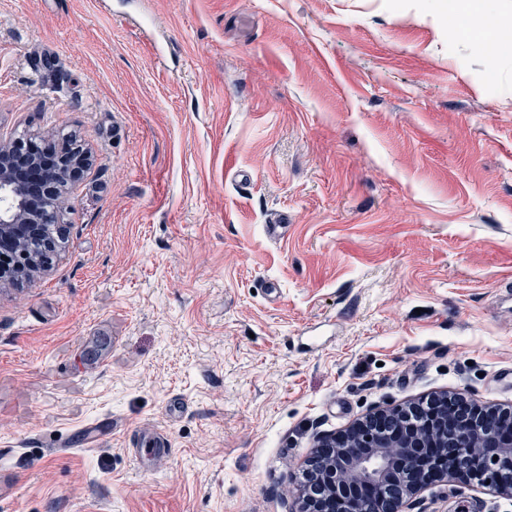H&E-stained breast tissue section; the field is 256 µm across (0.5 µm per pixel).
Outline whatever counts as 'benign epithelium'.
<instances>
[{
  "instance_id": "7a95c632",
  "label": "benign epithelium",
  "mask_w": 512,
  "mask_h": 512,
  "mask_svg": "<svg viewBox=\"0 0 512 512\" xmlns=\"http://www.w3.org/2000/svg\"><path fill=\"white\" fill-rule=\"evenodd\" d=\"M40 163L39 146L28 135L0 141V288L31 283L63 250L64 213L69 193L93 164L76 136L61 138V149L43 182L28 169ZM454 421L460 429L448 450L436 448L411 427L385 432V418L406 416V409L376 410L340 435L320 436L304 470L296 512H367L373 491L387 483L400 486L397 498L379 499L378 512H414L416 495L428 481L465 478L512 499V410H483L461 393L454 395ZM435 396V434L448 432V414Z\"/></svg>"
}]
</instances>
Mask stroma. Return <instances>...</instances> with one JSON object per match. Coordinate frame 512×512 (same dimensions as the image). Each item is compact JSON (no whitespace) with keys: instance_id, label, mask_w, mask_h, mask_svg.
<instances>
[{"instance_id":"obj_1","label":"stroma","mask_w":512,"mask_h":512,"mask_svg":"<svg viewBox=\"0 0 512 512\" xmlns=\"http://www.w3.org/2000/svg\"><path fill=\"white\" fill-rule=\"evenodd\" d=\"M441 4L0 0V136L94 157L60 256L0 291V512H292L317 433L512 408V56Z\"/></svg>"}]
</instances>
